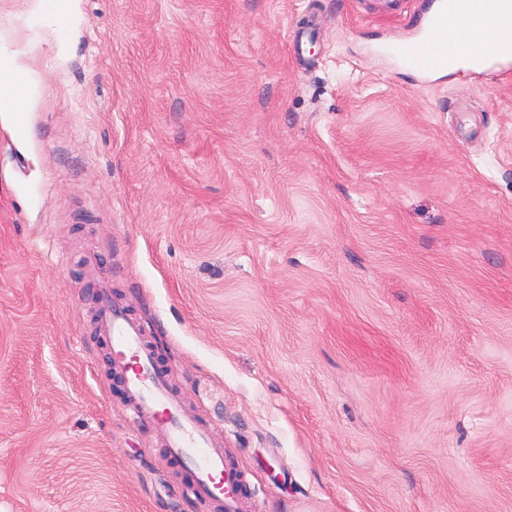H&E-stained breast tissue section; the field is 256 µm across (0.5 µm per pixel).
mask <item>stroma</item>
I'll return each mask as SVG.
<instances>
[{
  "label": "stroma",
  "mask_w": 512,
  "mask_h": 512,
  "mask_svg": "<svg viewBox=\"0 0 512 512\" xmlns=\"http://www.w3.org/2000/svg\"><path fill=\"white\" fill-rule=\"evenodd\" d=\"M433 0H0V512H219L130 419L94 262L247 512H512V61ZM438 1L437 9L422 22L415 36L402 45L388 47L391 53L400 57L407 68L424 74L439 72L455 56L457 44L468 40L466 50L472 55L483 56L493 52L484 60L486 63L492 59L506 62L512 60V42L498 43L495 48L496 42L502 36L496 31L493 18L482 13L463 16L472 10L485 8L492 11L502 23L512 24L511 0ZM458 19L459 25L466 27L471 33V40L470 33L458 26L455 40L448 42V37H454L453 33L448 34V25ZM456 70L457 68H451L440 72L451 73ZM3 68H7L9 71H0V85L12 86L16 84L11 89L5 91V94L9 95L13 101L11 112H27V101L30 96L27 79L22 76L13 64L1 65L0 69ZM12 72L16 73L18 77L16 78Z\"/></svg>",
  "instance_id": "1"
}]
</instances>
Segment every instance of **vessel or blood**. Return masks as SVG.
<instances>
[{"mask_svg": "<svg viewBox=\"0 0 512 512\" xmlns=\"http://www.w3.org/2000/svg\"><path fill=\"white\" fill-rule=\"evenodd\" d=\"M478 8L492 11L501 22L512 24V0H439L418 33L391 53L409 69L430 74L444 69L456 54L457 44L470 34L449 35V24ZM97 332L112 351V361L124 377L134 421L157 430L170 453L193 472L190 494L199 502L220 505L224 512H243L242 477L225 462L224 452L209 431L185 417L175 394L144 341L142 325L102 293Z\"/></svg>", "mask_w": 512, "mask_h": 512, "instance_id": "1", "label": "vessel or blood"}]
</instances>
